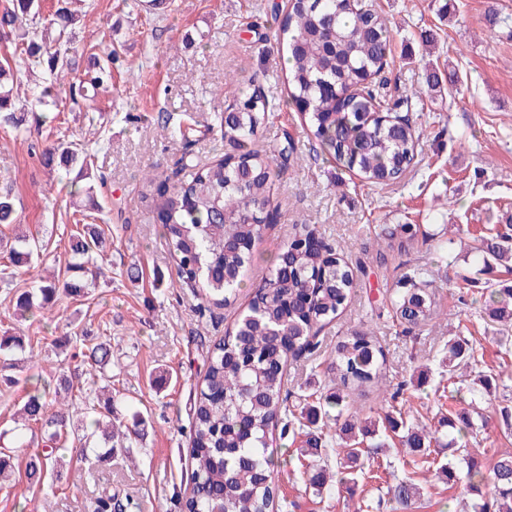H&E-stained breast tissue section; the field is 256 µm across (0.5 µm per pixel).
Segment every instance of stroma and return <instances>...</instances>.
Masks as SVG:
<instances>
[{
	"mask_svg": "<svg viewBox=\"0 0 512 512\" xmlns=\"http://www.w3.org/2000/svg\"><path fill=\"white\" fill-rule=\"evenodd\" d=\"M135 2L80 4L77 44L116 56L106 90L72 101L75 77L87 75L83 65L77 75L52 80L56 107L31 105L44 70L31 60L14 90L22 124H0V188H11L18 223L51 240L46 256L18 268L10 287L0 286V338L21 336L26 344L16 362L0 358V446L14 443L11 417L30 383L61 372L74 386L84 385L83 354L103 339L112 350L115 414L125 421L140 413L145 426L132 447L116 451L109 463L88 456L59 481L35 484L25 475L42 440L18 448L11 480L0 485V512H96L97 498L108 491L131 501L128 512H178L175 499L191 478V398L207 351L232 330L268 275L271 250L299 224L315 225L342 248L358 269V286L345 310L319 333V350L289 362L284 390L290 398L313 393L316 382L331 374L338 341L366 330L385 354L383 388L400 390L399 401L411 415L437 423L470 401L465 375L436 370L449 337L461 336L475 347L479 369L502 374L486 410L489 428L478 435L483 462L512 453L506 421L512 416V351L500 345L483 309L490 276L466 250L486 228L512 224V0H373L394 33L380 94L401 98L426 86L433 72L440 81L439 90L428 92L412 112L422 131L421 162L390 186L366 184L342 167L308 138L299 112L285 106L278 24L288 0H172L159 13L140 11ZM256 77L270 99L284 104L259 145L288 134L296 152L278 177L277 217L255 246L242 288L230 304L201 317L196 310L202 300L179 281L138 175L152 167L160 178L174 179L186 150L201 164L223 155L220 130L205 124ZM167 116L203 125L191 148L163 133ZM60 133L82 145L102 177L94 198L43 165L42 148ZM85 218L107 240L96 288L61 301L49 314L16 318V293L49 274L66 275L70 237ZM392 224L411 225L405 250L387 249L381 238ZM382 248L388 251L384 265L373 259ZM417 268L433 282L439 316L405 333L393 322L390 299L397 280ZM70 333L76 343L59 349L57 338ZM425 364L433 369L431 379L415 387L416 370ZM162 372L168 383L158 391L151 381ZM272 453L284 512H391L387 485L407 475L423 492L418 512L462 510V486L431 470L411 472L400 448L367 450L353 491L341 489L319 501L305 491L291 436L275 438Z\"/></svg>",
	"mask_w": 512,
	"mask_h": 512,
	"instance_id": "1",
	"label": "stroma"
}]
</instances>
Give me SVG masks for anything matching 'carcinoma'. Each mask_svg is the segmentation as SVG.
Listing matches in <instances>:
<instances>
[{
	"label": "carcinoma",
	"instance_id": "carcinoma-1",
	"mask_svg": "<svg viewBox=\"0 0 512 512\" xmlns=\"http://www.w3.org/2000/svg\"><path fill=\"white\" fill-rule=\"evenodd\" d=\"M13 8L0 14V29L13 28L25 17L39 16V0H12ZM63 24L49 35L51 26L31 31L19 55L41 60L50 76L74 70L71 52L74 32L68 27L77 18L63 10ZM280 31L286 35L284 75L288 86L285 103L298 107L312 141L332 158L355 170L372 185L400 180L417 164L421 133L410 111V98L387 100L376 89L390 52L392 34L380 15L360 0H290ZM96 75L91 83L82 80L75 94L87 96V86L99 89L112 80V55L99 60L90 55ZM14 74L0 66V122L18 125L13 99ZM276 104L269 100L259 79L251 91L215 118L229 150L205 165L181 158L177 182L161 189L146 201L155 207L161 237L177 261L178 277L189 288L200 289L207 302L230 303L242 287L241 274L253 261L255 241L262 226L274 218L271 190L281 165L288 161L294 145L285 143L261 153L252 148L258 133L271 123ZM43 164L51 170L77 171L87 181V197L95 186L87 156L75 143L57 139L42 150ZM0 224L13 227L12 237L0 243L14 267L30 263L46 250L45 244L20 229L14 196L0 192ZM412 238L411 225L384 229L388 247ZM103 241L96 227L82 225L70 238L76 259L71 275L64 279H42L36 292L16 295L15 310L24 317L50 309L62 295L77 296L95 283L100 269H91ZM471 251L484 265L494 260L512 264V233L499 230L474 240ZM357 286V274L338 249L318 238L312 224L296 225L293 238L275 248L271 273L253 293L248 308L234 324L231 334L208 350L205 373L193 390L189 430L192 477L189 491L176 499L178 512H281L276 466L269 452L275 431L310 428L342 417L347 392L363 390L383 380L384 358L370 333L360 331L345 337L336 347L332 391L307 402L296 414L283 394L284 370L288 359L317 346L315 328L332 322L347 305ZM431 281L421 270L405 276L391 299L393 317L403 331L426 323L434 312ZM486 314L493 322L512 326V289L491 288ZM94 374L81 392L80 404L87 418L74 424V385L62 374L55 383L30 389L19 409L21 424L15 430L40 426L50 446L31 456L27 477L41 483L46 476L62 475L56 451L81 435L77 452L84 453L101 438V462L112 458V429L121 425L112 419V391L97 386L96 373H104L112 351L104 341L86 354ZM475 351L468 340H448V367H471ZM498 378L477 372L469 388L480 401L497 389ZM54 395L53 411L47 397ZM472 412L463 410L448 417L455 432L449 444L467 464L468 494L472 512H512V454L500 455L483 471L478 443L472 441ZM400 438L414 455L416 469L429 468L433 433L428 426L407 420L391 405L377 419H347L340 427L345 448L336 454V470L319 463L327 456L320 437L307 433L302 457L312 459L306 486L318 496L337 487L352 490L362 456V445L383 448L376 441L379 428ZM388 494L402 512H416L420 488L409 477L390 487Z\"/></svg>",
	"mask_w": 512,
	"mask_h": 512
}]
</instances>
